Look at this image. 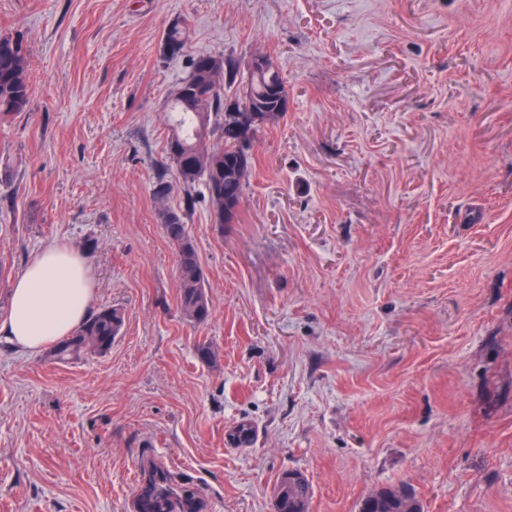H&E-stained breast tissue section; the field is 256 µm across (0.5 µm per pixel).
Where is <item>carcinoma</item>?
<instances>
[{"mask_svg":"<svg viewBox=\"0 0 512 512\" xmlns=\"http://www.w3.org/2000/svg\"><path fill=\"white\" fill-rule=\"evenodd\" d=\"M186 40L187 31L176 26L164 35L172 53L180 52ZM211 59L210 55L194 59L190 75L181 83L183 97L170 100L173 129L167 151L176 167V181L184 189L189 190L197 181H204L216 222L222 224L224 200H230L234 207L240 206L245 186L240 180V168L251 169L253 156L242 152L239 129L231 113L226 111L228 98L224 96V85L206 78ZM26 67L22 41L0 36V119L13 116L28 106L30 86ZM247 79L252 84L253 99L267 107L262 124L276 122L284 114L279 104L281 94L287 93L282 73L275 69L249 75ZM214 132L219 134L220 142L211 149L205 142ZM163 223L166 236L177 248L180 312L186 321L202 324L210 317V303L194 241L182 214L168 213ZM123 322L122 308L105 306L91 314L74 335L58 342L51 356L66 361L103 354L112 348ZM278 490L288 512H309L311 491L302 473L284 471ZM141 495L142 512H200L194 491L184 487L174 492L167 474L158 467L151 469ZM359 512H421V505L415 496L406 498L398 489L382 488L361 503Z\"/></svg>","mask_w":512,"mask_h":512,"instance_id":"carcinoma-1","label":"carcinoma"}]
</instances>
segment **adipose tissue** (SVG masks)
<instances>
[{
  "mask_svg": "<svg viewBox=\"0 0 512 512\" xmlns=\"http://www.w3.org/2000/svg\"><path fill=\"white\" fill-rule=\"evenodd\" d=\"M95 284L86 254L66 242H52L15 279L0 338L15 349L36 352L70 335L92 312Z\"/></svg>",
  "mask_w": 512,
  "mask_h": 512,
  "instance_id": "1",
  "label": "adipose tissue"
}]
</instances>
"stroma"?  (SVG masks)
I'll list each match as a JSON object with an SVG mask.
<instances>
[{"label":"stroma","mask_w":512,"mask_h":512,"mask_svg":"<svg viewBox=\"0 0 512 512\" xmlns=\"http://www.w3.org/2000/svg\"><path fill=\"white\" fill-rule=\"evenodd\" d=\"M1 34L31 99L0 122V318L39 250L90 239L92 305L125 322L74 364L0 341V512H135L151 462L202 512H273L287 469L310 512L406 483L423 512H512V0H0ZM260 51L288 108L234 220L200 182L156 198L193 59ZM163 223L166 236L177 248L180 312L190 323H205L210 317V303L205 290L204 272L184 216L171 212L164 216Z\"/></svg>","instance_id":"35a3bbf8"}]
</instances>
